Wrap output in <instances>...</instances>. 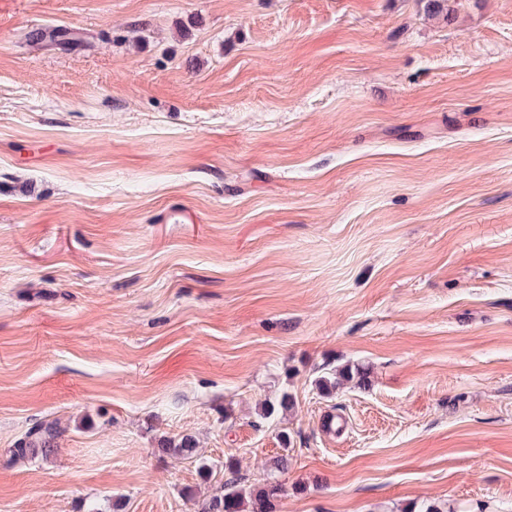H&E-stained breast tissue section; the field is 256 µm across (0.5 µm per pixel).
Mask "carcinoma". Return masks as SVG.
I'll return each mask as SVG.
<instances>
[{
	"label": "carcinoma",
	"instance_id": "1",
	"mask_svg": "<svg viewBox=\"0 0 512 512\" xmlns=\"http://www.w3.org/2000/svg\"><path fill=\"white\" fill-rule=\"evenodd\" d=\"M355 378L359 383H365L364 372L357 367L346 366L320 377L318 387L324 395L330 396L336 387ZM60 436L61 427L58 420L43 421L31 427L17 441L15 448L11 449L12 459L16 461L38 456L48 458L56 452L57 439ZM194 451L193 440L188 436L178 442L164 438L159 443V452L163 454L190 456ZM224 472L228 474V478L224 481L221 493L205 501L201 512H244V505L248 499L254 501L253 512H276V503L286 494L285 484L275 478L259 488L244 484L238 465L232 459L224 462Z\"/></svg>",
	"mask_w": 512,
	"mask_h": 512
}]
</instances>
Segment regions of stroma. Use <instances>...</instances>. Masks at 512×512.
<instances>
[{
  "instance_id": "35a3bbf8",
  "label": "stroma",
  "mask_w": 512,
  "mask_h": 512,
  "mask_svg": "<svg viewBox=\"0 0 512 512\" xmlns=\"http://www.w3.org/2000/svg\"><path fill=\"white\" fill-rule=\"evenodd\" d=\"M281 455L277 512H512V0H0V512ZM355 377L358 378L360 385H365V373L358 367L346 366L341 369H335L328 373V375L320 377L318 387L324 395L329 396L336 390V387L345 381H352ZM61 436V427L58 420H47L31 427L22 438H20L15 448L10 453L12 459L24 460L36 458L39 455L42 458H48L57 450V439Z\"/></svg>"
}]
</instances>
